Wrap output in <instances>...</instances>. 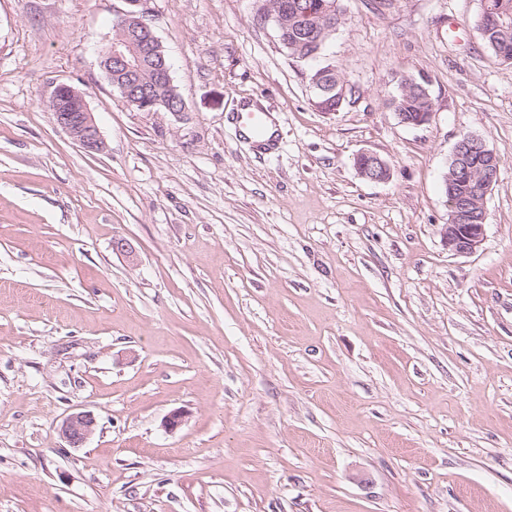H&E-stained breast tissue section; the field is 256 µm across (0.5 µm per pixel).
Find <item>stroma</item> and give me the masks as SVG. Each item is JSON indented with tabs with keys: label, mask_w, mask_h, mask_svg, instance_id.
<instances>
[{
	"label": "stroma",
	"mask_w": 512,
	"mask_h": 512,
	"mask_svg": "<svg viewBox=\"0 0 512 512\" xmlns=\"http://www.w3.org/2000/svg\"><path fill=\"white\" fill-rule=\"evenodd\" d=\"M340 5V111L259 0H151L186 109L139 112L99 64L123 0H0V512H512V66L479 0ZM397 74L428 123L398 122ZM60 83L102 151L56 124ZM250 104L275 147L236 126ZM464 134L501 166L456 255ZM323 68H325V67L319 68V69L315 70L312 74H310L309 84H310V87L313 88L315 90V92L318 94V97L320 98V100L323 102L329 103L330 110L333 112H336V90L338 88H340L339 95H341L342 98H346L347 101H349V102L352 99V96H353V98H355L356 90L353 86L349 85L346 81L340 80L336 83V76L340 75L339 72L336 71V69H335V73L331 77L332 84L330 86L328 85L329 81H326L322 85H320V83L313 84L314 78L316 77L318 72ZM334 87H336L335 90H332ZM321 101L316 100L314 102V104H315L316 108H318L320 111H323L324 104ZM468 149L467 156H477L476 164L469 165L462 163V151ZM496 152L489 149L483 139L473 135H463L457 141V147L454 150V164L451 167L448 164V171L444 174V186L448 198V181L454 187L460 182H464L469 190L476 196H481L482 216L481 224H471L468 220L467 200H452L448 204V224L443 227V240L448 247V251L458 255H468L476 252L484 240L485 224L487 213L485 210L486 197L497 182L500 172V159ZM498 155V154H497ZM477 162L480 163L477 167ZM355 168L362 178L369 181L386 182L391 177L389 163L373 152L358 153L355 157ZM97 419L92 411L73 409L62 421L59 433L70 448H81L95 432Z\"/></svg>",
	"instance_id": "1"
}]
</instances>
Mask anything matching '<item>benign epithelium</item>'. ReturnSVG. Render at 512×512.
<instances>
[{"mask_svg": "<svg viewBox=\"0 0 512 512\" xmlns=\"http://www.w3.org/2000/svg\"><path fill=\"white\" fill-rule=\"evenodd\" d=\"M126 8L119 11L117 29L134 30L140 34L136 42L128 35H120L100 52L101 65L108 81L117 88L125 102L139 112H174L169 95L163 93L172 87L170 67L161 71L162 89L151 91L136 79L135 61L146 47L161 52L163 45L154 28L147 22L151 12L149 0H124ZM263 15L276 18L283 26L288 25V13L280 8L276 0H264ZM57 124L87 151H100L103 140L88 107L85 95L78 89L61 84L49 100ZM432 112L396 113L398 121L406 126H421L429 122ZM451 173L444 181L454 186L465 183L469 190L485 203L486 197L497 182L500 159L488 148L483 139L463 135L457 141L453 154ZM358 174L369 181L386 182L391 177L389 163L378 154L363 151L355 157ZM467 200H453L448 204V224L443 227V240L448 251L458 255L476 252L484 240L487 213H482L481 223L472 224L467 220ZM97 419L93 412L82 408L73 409L62 421L59 433L70 448H81L95 432Z\"/></svg>", "mask_w": 512, "mask_h": 512, "instance_id": "1", "label": "benign epithelium"}]
</instances>
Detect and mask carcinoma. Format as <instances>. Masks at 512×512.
<instances>
[{
    "label": "carcinoma",
    "mask_w": 512,
    "mask_h": 512,
    "mask_svg": "<svg viewBox=\"0 0 512 512\" xmlns=\"http://www.w3.org/2000/svg\"><path fill=\"white\" fill-rule=\"evenodd\" d=\"M339 0H288V55H296L308 60L320 53L327 42L336 33L339 21ZM512 24V0H480V10L475 26L478 32H493L499 23ZM485 48L500 62L512 65V33L492 43L481 37ZM333 84H313L321 101L330 104V110L336 111V91ZM428 100L417 87L402 90L397 95L396 112H425Z\"/></svg>",
    "instance_id": "carcinoma-1"
}]
</instances>
